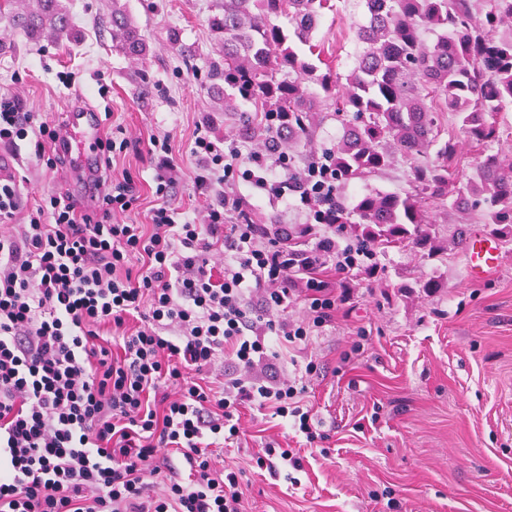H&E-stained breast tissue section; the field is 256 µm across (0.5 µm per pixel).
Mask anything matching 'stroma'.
Here are the masks:
<instances>
[{"label":"stroma","instance_id":"35a3bbf8","mask_svg":"<svg viewBox=\"0 0 512 512\" xmlns=\"http://www.w3.org/2000/svg\"><path fill=\"white\" fill-rule=\"evenodd\" d=\"M113 0H68L85 33L79 44L43 39L31 44L0 19V95L18 97L27 110L60 116L75 94L99 112L111 113L130 139L114 155L115 173H128L139 199L124 222L146 224L157 204L151 136L168 135L175 149L177 182L173 206L190 211L204 200L194 186L197 159L190 147L206 117L213 132L238 139V117L210 113L200 86L212 52L207 35L211 0H121L150 40L145 59L112 48L102 23ZM324 11L310 61L319 72L345 77L360 45L356 27L364 20L363 0H336ZM198 52L185 64L167 39L168 30ZM153 82L141 95L140 73ZM23 204L58 188L33 145L14 148ZM402 162L340 192L348 201L369 193H400L408 187ZM234 195L245 199L255 223L281 237L297 236L307 217L295 203L268 200L252 183L236 179ZM460 212L439 218L447 249L427 258L409 246L378 252L379 271L357 273L353 299L316 337L305 355L317 358L322 376L308 383L306 401L325 434L314 447L300 446L293 430L270 412L245 409L239 446L214 449L217 466L244 468L246 512H512V249L503 248L500 268L484 281L467 278L465 244L457 243ZM432 277L444 287L426 295ZM364 331L361 357L341 361ZM276 439L300 448L303 469L296 479L284 471L247 467L252 452Z\"/></svg>","mask_w":512,"mask_h":512}]
</instances>
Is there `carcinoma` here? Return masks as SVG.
<instances>
[{"label": "carcinoma", "mask_w": 512, "mask_h": 512, "mask_svg": "<svg viewBox=\"0 0 512 512\" xmlns=\"http://www.w3.org/2000/svg\"><path fill=\"white\" fill-rule=\"evenodd\" d=\"M484 3L478 21L474 0H364L367 22L356 30L363 49L341 84L315 75L296 51L299 43L315 51L313 34L330 0H213L208 32L216 56L207 58L201 87L213 111L241 113V135L263 147L310 146L317 114L333 112L342 136L328 155L338 182L364 180L398 157L412 162L404 193L366 194L352 207L339 197L331 203L336 223L349 225L362 246L433 254L442 241L427 214L450 205L479 211L510 245L512 160L483 153L477 179L458 181L457 144L441 123L454 114L481 149L498 137L497 112L512 103V37L498 35L512 29V0ZM5 16L34 43L82 38L64 0H37L35 9ZM106 27L113 50L129 58L149 53L148 38L120 3ZM425 28L444 30L431 48L420 39ZM310 82L321 92L306 90ZM430 149V162L417 164Z\"/></svg>", "instance_id": "carcinoma-1"}]
</instances>
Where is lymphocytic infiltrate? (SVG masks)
<instances>
[{"label":"lymphocytic infiltrate","mask_w":512,"mask_h":512,"mask_svg":"<svg viewBox=\"0 0 512 512\" xmlns=\"http://www.w3.org/2000/svg\"><path fill=\"white\" fill-rule=\"evenodd\" d=\"M33 143L47 169L65 161L60 126L0 97V144ZM125 130L100 144L105 193L83 207L42 195L20 206L15 178L0 179V512H243L241 469H216L212 448L239 443L240 410L268 409L315 443L323 433L304 402L301 376L264 379L333 322L352 289L333 292L318 272H374L377 255L341 244L324 202L336 195L327 158L288 186V157L198 131L194 184L208 203L180 216L166 198L178 166L169 136H153L150 225L121 222L139 199L133 178L112 171ZM244 178L270 200L293 198L327 235L288 250L255 224L227 186ZM304 315L288 319L296 290ZM139 317L132 331L124 326ZM120 332L99 344L102 326ZM228 361L220 385L202 379Z\"/></svg>","instance_id":"1"}]
</instances>
